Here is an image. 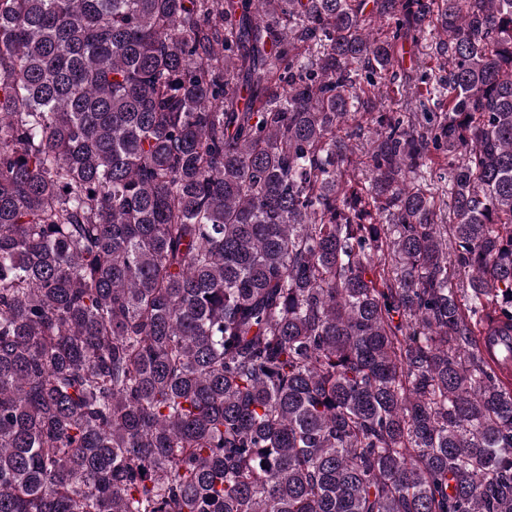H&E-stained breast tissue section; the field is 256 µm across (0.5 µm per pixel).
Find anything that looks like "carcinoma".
Returning <instances> with one entry per match:
<instances>
[{"label":"carcinoma","instance_id":"cac0c4a2","mask_svg":"<svg viewBox=\"0 0 512 512\" xmlns=\"http://www.w3.org/2000/svg\"><path fill=\"white\" fill-rule=\"evenodd\" d=\"M507 361L512 0H0V512H512ZM435 160V164L432 165L429 169L430 171L425 174L426 184L433 193L441 195V193H444V190L447 189L448 159L444 154H440ZM440 176H442V179H440ZM444 176L446 177L445 180L443 179Z\"/></svg>","mask_w":512,"mask_h":512}]
</instances>
